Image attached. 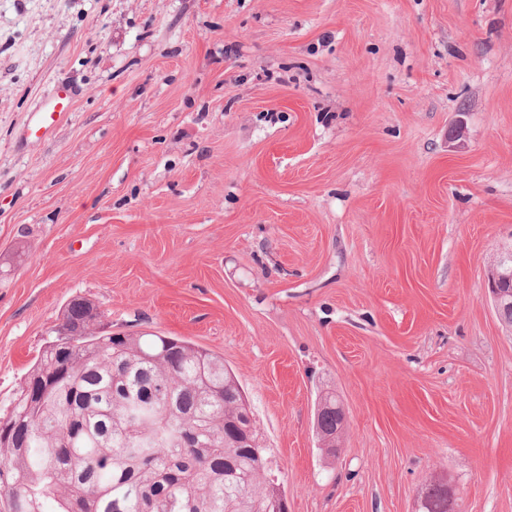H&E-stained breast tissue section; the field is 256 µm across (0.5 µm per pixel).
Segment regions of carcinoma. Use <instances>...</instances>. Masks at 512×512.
<instances>
[{
	"label": "carcinoma",
	"instance_id": "cac0c4a2",
	"mask_svg": "<svg viewBox=\"0 0 512 512\" xmlns=\"http://www.w3.org/2000/svg\"><path fill=\"white\" fill-rule=\"evenodd\" d=\"M80 333L48 345L0 415V497L7 512H253L269 503L266 449L235 445L224 406L249 405L224 358L169 336ZM336 398L319 427L336 433ZM430 482L427 512H447Z\"/></svg>",
	"mask_w": 512,
	"mask_h": 512
}]
</instances>
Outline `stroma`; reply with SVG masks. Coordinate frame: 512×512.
I'll return each instance as SVG.
<instances>
[{"mask_svg":"<svg viewBox=\"0 0 512 512\" xmlns=\"http://www.w3.org/2000/svg\"><path fill=\"white\" fill-rule=\"evenodd\" d=\"M510 247L512 0H0V413L82 298L223 357L288 512H512ZM73 97V91L68 84L56 83L46 103L36 112L28 135L40 138L52 133L72 111ZM504 288H509L508 293ZM512 249L500 253L490 270L489 292L501 325L512 333ZM323 401H321L320 405H318L315 416V433L320 442V447L325 448L326 451L330 454L337 453L341 448L339 443L341 432L336 433V429L339 426L340 418H339V410H336L338 404L336 403V398L332 396L327 399L324 409L321 412L319 427L317 425V417L320 409L323 407ZM318 411V412H317ZM323 432V433H322ZM336 434V438L327 435ZM448 486L446 483H442L440 481H432L430 482L424 489V496L428 497L431 501V508L426 512H463L460 504L457 499H455L454 495L451 494L450 499L448 501V511L444 509L443 499H442V489L444 486Z\"/></svg>","mask_w":512,"mask_h":512,"instance_id":"1","label":"stroma"}]
</instances>
